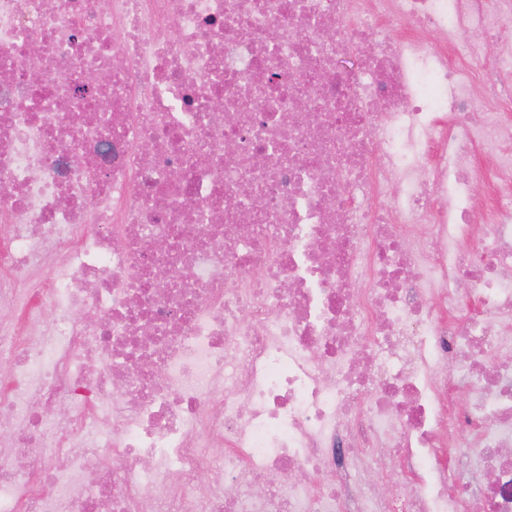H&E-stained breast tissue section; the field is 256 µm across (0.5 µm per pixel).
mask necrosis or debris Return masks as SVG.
<instances>
[{"label":"necrosis or debris","mask_w":512,"mask_h":512,"mask_svg":"<svg viewBox=\"0 0 512 512\" xmlns=\"http://www.w3.org/2000/svg\"><path fill=\"white\" fill-rule=\"evenodd\" d=\"M511 25L0 0V512H512Z\"/></svg>","instance_id":"4bbe7bcc"}]
</instances>
